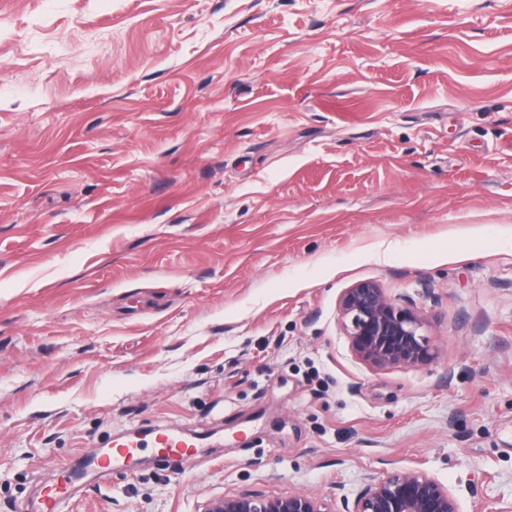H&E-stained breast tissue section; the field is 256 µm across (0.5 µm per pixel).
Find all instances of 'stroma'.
<instances>
[{
	"label": "stroma",
	"instance_id": "35a3bbf8",
	"mask_svg": "<svg viewBox=\"0 0 512 512\" xmlns=\"http://www.w3.org/2000/svg\"><path fill=\"white\" fill-rule=\"evenodd\" d=\"M360 281L432 361L354 355ZM411 468L512 512V0H0V512Z\"/></svg>",
	"mask_w": 512,
	"mask_h": 512
}]
</instances>
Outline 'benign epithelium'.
<instances>
[{
  "label": "benign epithelium",
  "instance_id": "1",
  "mask_svg": "<svg viewBox=\"0 0 512 512\" xmlns=\"http://www.w3.org/2000/svg\"><path fill=\"white\" fill-rule=\"evenodd\" d=\"M338 311L354 354L377 368L416 367L434 358L426 319L414 306L400 305L373 281L345 289ZM205 512H325L306 495L258 499L251 495L212 501ZM350 512H460L453 493L427 473L404 469L371 478Z\"/></svg>",
  "mask_w": 512,
  "mask_h": 512
}]
</instances>
